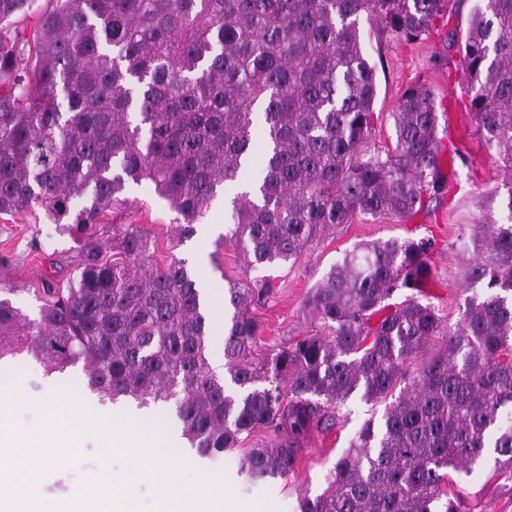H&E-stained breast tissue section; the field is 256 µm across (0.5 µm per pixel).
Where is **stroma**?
<instances>
[{
    "mask_svg": "<svg viewBox=\"0 0 512 512\" xmlns=\"http://www.w3.org/2000/svg\"><path fill=\"white\" fill-rule=\"evenodd\" d=\"M475 4L476 0H449L444 18L414 41L379 32L375 24L362 21L364 53L376 66L378 85L374 110L379 119L371 144H392V114L407 88H429L437 105L438 137L444 147L440 172L448 192L428 211L406 222L355 215L350 223L311 241L297 261L268 268L275 287L256 311L264 327L262 346L274 349L310 335L313 325L306 302L317 282L346 251L377 239H431V276L421 298L450 321L461 319L474 291L461 278L470 255L461 248L460 236L479 224L512 222L496 194L507 172L496 151L482 140L468 107L461 45ZM101 221L147 233L157 263L193 260V239H179L178 215L150 181L128 183L122 203L107 210ZM209 224L221 225L222 230L206 238L205 262L195 268L196 277L223 297L230 287H252L257 271H246L240 251L224 240V230L233 224L228 196L218 195L194 229L200 232ZM1 256L6 262L0 264V298L11 300L32 319L39 316L45 282H68L76 276L79 263L71 237L50 224L38 208L23 216L0 214ZM0 372L18 379L21 393L19 401L0 415V433L26 439L57 459L39 496L29 505L31 512H66L72 497L92 491L108 476L128 478L125 494L137 512H156L159 490L151 479L136 476L135 463L108 449L105 435L86 429L83 423V411L101 403L87 386L84 363L49 374L22 354L1 360ZM382 412V406L352 396L335 427L315 426L300 438L297 458L283 477L255 481L242 467L247 450L263 439L259 432L224 453L200 457L199 462L223 473L237 512H299L300 498L320 494L327 487L338 457L363 422ZM455 480L466 512H512V472L495 473L488 462L471 475H456Z\"/></svg>",
    "mask_w": 512,
    "mask_h": 512,
    "instance_id": "35a3bbf8",
    "label": "stroma"
}]
</instances>
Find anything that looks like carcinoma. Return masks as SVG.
<instances>
[{"mask_svg": "<svg viewBox=\"0 0 512 512\" xmlns=\"http://www.w3.org/2000/svg\"><path fill=\"white\" fill-rule=\"evenodd\" d=\"M33 2L0 0V24ZM53 2L28 66L15 68L18 41L0 37V213L41 208L75 233L80 262L66 285L47 284L37 319L0 299V359L26 354L59 373L82 361L90 389L113 402L177 395L185 438L202 455L256 431L302 435L355 394L385 404L300 512H462L442 487L450 473L471 474L490 448L495 467L512 469V224H483L463 242L473 257L461 277L488 292L453 327L412 295L386 304L430 275L429 240L346 252L310 295L315 333L264 353L250 307L271 279L229 288L235 396L209 361L186 263L160 266L147 234L106 238L99 224L126 184L148 180L188 238L238 181L224 240L257 269L296 259L358 212L410 219L445 194L435 100L426 87L405 90L395 143L367 147L377 81L360 18L412 41L445 0ZM464 66L479 132L511 173L512 0H478ZM295 455L283 439L249 449L244 465L257 479L284 476Z\"/></svg>", "mask_w": 512, "mask_h": 512, "instance_id": "1", "label": "carcinoma"}]
</instances>
